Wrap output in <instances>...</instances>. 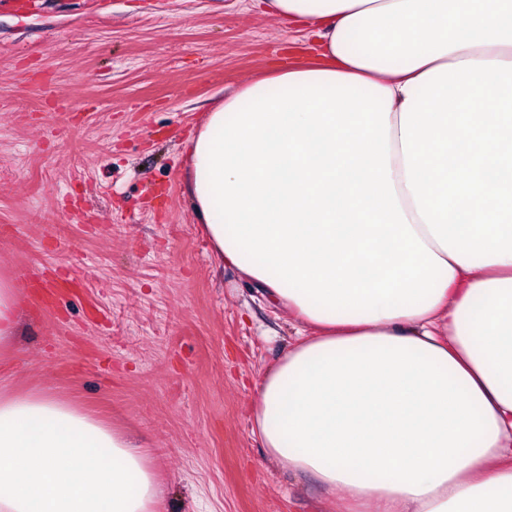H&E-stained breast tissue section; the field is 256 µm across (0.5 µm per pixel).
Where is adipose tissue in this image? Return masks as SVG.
Returning a JSON list of instances; mask_svg holds the SVG:
<instances>
[{
	"mask_svg": "<svg viewBox=\"0 0 512 512\" xmlns=\"http://www.w3.org/2000/svg\"><path fill=\"white\" fill-rule=\"evenodd\" d=\"M326 62L189 148L218 258L301 327L253 433L340 512H512V0H256ZM0 512H159L126 435L0 394Z\"/></svg>",
	"mask_w": 512,
	"mask_h": 512,
	"instance_id": "1",
	"label": "adipose tissue"
}]
</instances>
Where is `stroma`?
<instances>
[{"label":"stroma","mask_w":512,"mask_h":512,"mask_svg":"<svg viewBox=\"0 0 512 512\" xmlns=\"http://www.w3.org/2000/svg\"><path fill=\"white\" fill-rule=\"evenodd\" d=\"M0 5V390L47 392L145 446L163 512H338L251 431L247 381L297 322L215 254L187 141L252 79L312 63L253 0ZM14 288L6 279L0 280V346L8 347L16 336L18 325V306Z\"/></svg>","instance_id":"obj_1"}]
</instances>
